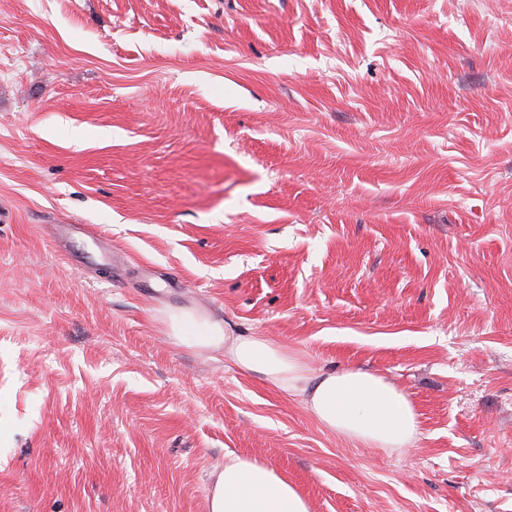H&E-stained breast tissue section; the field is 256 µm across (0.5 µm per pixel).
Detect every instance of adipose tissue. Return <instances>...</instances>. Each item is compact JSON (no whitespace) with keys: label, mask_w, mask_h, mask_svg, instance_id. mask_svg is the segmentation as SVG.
Returning a JSON list of instances; mask_svg holds the SVG:
<instances>
[{"label":"adipose tissue","mask_w":512,"mask_h":512,"mask_svg":"<svg viewBox=\"0 0 512 512\" xmlns=\"http://www.w3.org/2000/svg\"><path fill=\"white\" fill-rule=\"evenodd\" d=\"M171 338L199 349L223 348L238 369L301 396L322 427L382 451L409 447L419 415L406 393L371 372L349 368L313 373L296 350L268 336H229L222 323L182 309L167 320ZM208 512H310V502L287 476L251 456L229 457L214 472Z\"/></svg>","instance_id":"obj_1"}]
</instances>
